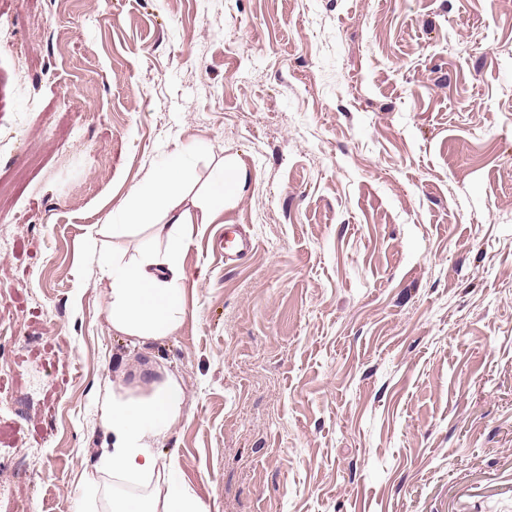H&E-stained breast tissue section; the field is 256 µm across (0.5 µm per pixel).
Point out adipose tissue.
I'll list each match as a JSON object with an SVG mask.
<instances>
[{"label": "adipose tissue", "mask_w": 512, "mask_h": 512, "mask_svg": "<svg viewBox=\"0 0 512 512\" xmlns=\"http://www.w3.org/2000/svg\"><path fill=\"white\" fill-rule=\"evenodd\" d=\"M189 179L181 159L156 168L123 200L121 210L127 227L140 226L157 210L171 207ZM244 184L243 173L233 164L218 166L209 203L200 215L184 210L173 214L169 223L158 225V233L166 237L163 257L148 254L131 263L102 264L100 274L110 284L106 319L114 335L143 345L179 332L186 315L185 277L179 259L189 228L196 221L211 223L223 210L225 200ZM136 381L139 391L113 392L101 409V417L112 432V444L101 449L95 473L88 481L95 487L106 479L131 487L130 492L113 493L101 512H204L197 498L170 484L175 460L153 451L182 418L179 383L171 376L156 380L148 370L139 372Z\"/></svg>", "instance_id": "obj_1"}]
</instances>
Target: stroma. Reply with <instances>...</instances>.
Wrapping results in <instances>:
<instances>
[{"instance_id": "35a3bbf8", "label": "stroma", "mask_w": 512, "mask_h": 512, "mask_svg": "<svg viewBox=\"0 0 512 512\" xmlns=\"http://www.w3.org/2000/svg\"><path fill=\"white\" fill-rule=\"evenodd\" d=\"M175 156L246 183L134 345L99 267L166 240L107 227ZM0 180V512H92L147 362L208 512H512V0H0ZM254 246L253 240L243 233L237 225L224 227V258H238L250 251Z\"/></svg>"}]
</instances>
